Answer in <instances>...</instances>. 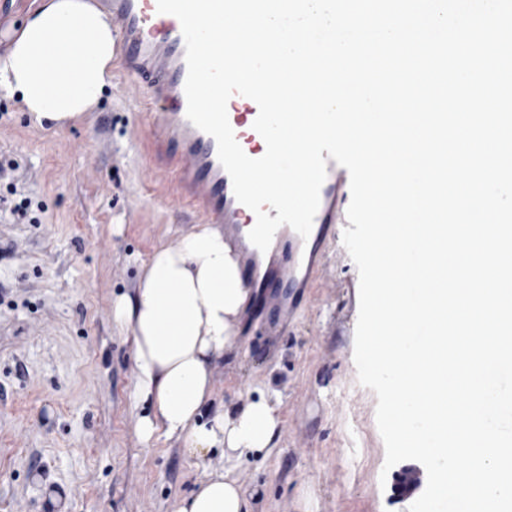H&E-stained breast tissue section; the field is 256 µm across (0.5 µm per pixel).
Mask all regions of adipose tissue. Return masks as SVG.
<instances>
[{"instance_id":"obj_1","label":"adipose tissue","mask_w":512,"mask_h":512,"mask_svg":"<svg viewBox=\"0 0 512 512\" xmlns=\"http://www.w3.org/2000/svg\"><path fill=\"white\" fill-rule=\"evenodd\" d=\"M83 34L80 50L69 38ZM112 25L90 0H49L0 52V89L18 94L36 119L62 127L91 111L112 79ZM249 290L218 227L202 224L154 252L134 293L112 302V320L132 338L133 404L150 402L138 434L145 446L176 439L192 453L217 448L223 465L176 512H251L235 473L245 453L277 445L278 407L262 397L205 417L214 359L234 350Z\"/></svg>"}]
</instances>
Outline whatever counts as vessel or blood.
<instances>
[{
	"instance_id": "1",
	"label": "vessel or blood",
	"mask_w": 512,
	"mask_h": 512,
	"mask_svg": "<svg viewBox=\"0 0 512 512\" xmlns=\"http://www.w3.org/2000/svg\"><path fill=\"white\" fill-rule=\"evenodd\" d=\"M103 2L112 15L113 57L149 106L141 128L167 148L164 170L171 195L201 213L206 223L223 228L244 285L254 294L252 315L262 320L267 335H282L299 304L292 289L309 272L323 269L335 242V227L347 221V169L328 160L320 206L308 238L282 226L273 238L274 251L269 259H262L248 238L255 215L235 198L231 178L218 160L215 139L186 116V47L179 20L160 13L157 0ZM230 103L228 119L237 142L249 157L263 156L266 144L253 128L257 104L238 94Z\"/></svg>"
}]
</instances>
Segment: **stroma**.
I'll return each instance as SVG.
<instances>
[{
	"label": "stroma",
	"instance_id": "obj_1",
	"mask_svg": "<svg viewBox=\"0 0 512 512\" xmlns=\"http://www.w3.org/2000/svg\"><path fill=\"white\" fill-rule=\"evenodd\" d=\"M145 107L120 69L93 111L64 127L36 121L0 91V512H176L220 469L174 440L144 447L133 406L132 340L112 301L137 288L154 251L199 216L166 191ZM24 205V215L14 214ZM287 331L267 344L239 320L235 353L214 360L211 411L278 394L282 424L269 454L236 476L253 512H408L384 469L377 397L354 364L359 275L345 252L300 289Z\"/></svg>",
	"mask_w": 512,
	"mask_h": 512
}]
</instances>
